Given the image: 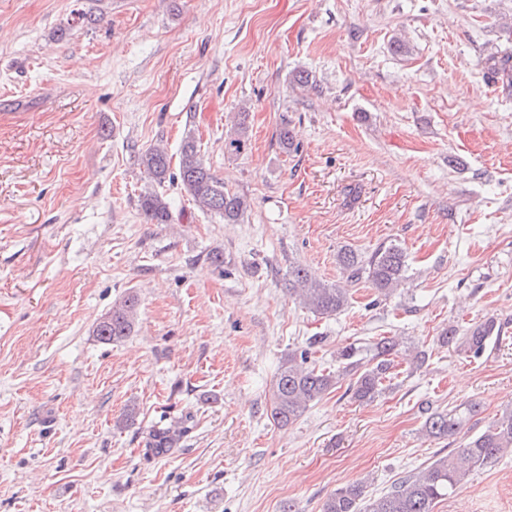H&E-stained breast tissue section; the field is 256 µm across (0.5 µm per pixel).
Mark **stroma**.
<instances>
[{
  "instance_id": "obj_1",
  "label": "stroma",
  "mask_w": 512,
  "mask_h": 512,
  "mask_svg": "<svg viewBox=\"0 0 512 512\" xmlns=\"http://www.w3.org/2000/svg\"><path fill=\"white\" fill-rule=\"evenodd\" d=\"M504 49L512 0H0V512H320L448 453L428 411L477 402L483 426L512 404V86L482 64ZM187 137L250 201L240 223L144 172ZM151 190L169 223H146ZM390 242L389 299L361 282L323 317L289 296L290 266L342 285L340 250ZM131 290L132 332L101 342ZM488 317L481 358L440 343ZM313 336L323 367L397 340L392 378L277 426L276 369ZM434 512H512V455ZM140 164L153 181L161 184L167 178L170 158L163 147H150L139 156ZM138 310V295L129 291L112 306V310L97 320L93 330L95 336L104 343L119 342L131 333ZM187 430L180 428H164L152 430L147 441V448L155 456H164L168 454L172 448H175L181 437Z\"/></svg>"
}]
</instances>
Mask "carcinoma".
Returning <instances> with one entry per match:
<instances>
[{
  "label": "carcinoma",
  "mask_w": 512,
  "mask_h": 512,
  "mask_svg": "<svg viewBox=\"0 0 512 512\" xmlns=\"http://www.w3.org/2000/svg\"><path fill=\"white\" fill-rule=\"evenodd\" d=\"M488 69L512 84V53L496 52L485 59ZM249 113L240 112L234 136L225 148L238 153L246 146ZM140 164L152 180L162 183L170 169V158L164 148L150 147L139 156ZM178 178L194 204L203 212L219 216L226 224L242 221L250 208L246 197L226 189L224 182L211 172L200 157L196 141L188 137L179 151ZM140 208L152 224H167L171 213L168 202L153 192L140 196ZM337 263L352 283L364 281L379 298L388 299L407 279L408 260L405 250L396 243L381 245L370 254L342 249ZM288 292L296 295L304 306L319 315L341 312L349 302V290L324 282L307 267L295 265L288 271ZM139 310L137 293L130 291L102 315L94 326L95 336L104 343L118 342L128 336ZM499 326L489 317L468 327L464 333L453 325L440 336L441 342L454 344L468 358L483 355ZM319 340L314 338L300 354L283 358L272 383L270 417L274 424L286 426L297 421L311 404L319 401L344 378L358 401H371L383 390V381L393 368L391 355L396 340L382 337L373 343L370 361H364V349L353 344L338 353L336 369H321L310 362L311 350ZM478 413V406L467 404L461 409L435 411L424 422L423 434L429 438H450L460 434ZM186 432L183 427L155 429L150 432L147 448L155 456H164L174 448ZM512 452V406L504 408L488 426L470 436L459 447L427 466L405 473L392 487L374 497L367 495L364 482L352 483L330 494L321 512H433L435 503L452 495L464 485L469 475L504 454Z\"/></svg>",
  "instance_id": "cac0c4a2"
}]
</instances>
